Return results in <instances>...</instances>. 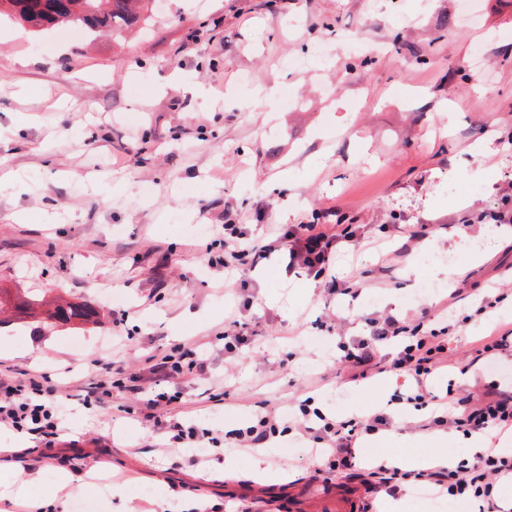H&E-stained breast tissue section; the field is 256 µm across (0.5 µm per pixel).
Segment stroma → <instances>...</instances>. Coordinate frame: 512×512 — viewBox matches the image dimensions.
<instances>
[{"mask_svg": "<svg viewBox=\"0 0 512 512\" xmlns=\"http://www.w3.org/2000/svg\"><path fill=\"white\" fill-rule=\"evenodd\" d=\"M153 11L124 38L0 22V157L27 187L0 183V288L98 312L89 325L0 323V346L16 349L0 353L10 378L41 372L68 396L58 444L33 438L13 461L27 498L1 501L0 512L51 498L80 512L64 475L122 483L127 503L102 498V512H155L161 496L197 497L213 512L257 500L265 512H336L353 485L385 512L368 462L439 456L458 433L436 443L434 431L416 429L419 412H401L395 429L360 442L358 468L329 484L311 482L315 461L283 423L266 448L278 479L256 476L250 451L227 446L184 467L138 415L84 406L86 364L100 356L142 375L149 357L199 347L209 380L183 377L176 390L185 415L216 431L246 425L259 405L284 413L309 395L343 418L385 404L403 378L349 379L340 336L362 335V317L378 311L416 319L444 308L449 322L465 320L477 289L512 281V230L457 233L479 212L512 209V0H476L471 19L464 0H155ZM445 18L455 25L444 35ZM352 30L365 48L344 41ZM20 112L31 115L21 128ZM20 211L54 220L14 223ZM315 220L357 224L376 240L338 253L340 274L373 270L407 225L431 233L392 273L362 280L352 302H327L320 287L304 294L309 277L285 274L274 258L243 277L208 262L223 251L207 225H247L262 245L269 225ZM437 263L464 266L469 293L450 298L428 276ZM236 302L258 338L228 353L224 310ZM332 313L346 319L344 333L318 325ZM511 331L512 294L466 322L431 391L512 383V356L489 365L471 351ZM230 453L232 473L221 467Z\"/></svg>", "mask_w": 512, "mask_h": 512, "instance_id": "stroma-1", "label": "stroma"}]
</instances>
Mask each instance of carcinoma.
<instances>
[{
  "mask_svg": "<svg viewBox=\"0 0 512 512\" xmlns=\"http://www.w3.org/2000/svg\"><path fill=\"white\" fill-rule=\"evenodd\" d=\"M6 16L34 31L71 24L91 31L121 32L152 18V0H0V17ZM41 322L50 325L79 321L88 323L95 312L79 304L43 303ZM34 303L0 289V315L8 312L16 319L32 314Z\"/></svg>",
  "mask_w": 512,
  "mask_h": 512,
  "instance_id": "1",
  "label": "carcinoma"
}]
</instances>
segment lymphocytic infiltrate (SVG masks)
<instances>
[{"mask_svg": "<svg viewBox=\"0 0 512 512\" xmlns=\"http://www.w3.org/2000/svg\"><path fill=\"white\" fill-rule=\"evenodd\" d=\"M223 230L225 270H251L276 254L285 262L287 271L301 270L324 283L328 296L338 299L358 294L357 289L330 272L338 250L363 247L364 238L356 227L348 225L327 232L315 224H283L274 240L260 247L251 244L246 228L227 224ZM365 325L367 335L346 345L344 360L352 379L391 372L407 376L410 384L391 395L388 407L348 419L327 416L308 401H300L292 428L301 439L318 445L320 455L329 464L328 469H315L313 480L326 484L353 470L355 448L363 436L388 430L395 411L404 408L423 412L421 427L425 430L444 428L466 435L488 430L512 434V388L478 384L463 396L452 389L442 396L430 391L432 377L448 357L447 328L427 329L420 323L412 326L384 312L366 318ZM386 344L394 345V354H382L381 348ZM86 372L89 382L82 393L85 405L98 406L112 396L122 399L129 393L139 395L137 412L168 433L171 447L188 449L187 461L193 466L203 460L197 451L200 442L216 448L228 439L233 447L254 449L263 447L277 431L280 416L274 411L258 413L249 425L226 434L204 428L199 421L172 415V398L167 392L145 391L139 375H126L116 362L95 358L88 362ZM148 372L155 379L172 383L185 373L206 376L208 361L199 350L178 346L153 359ZM45 379L42 373L30 374L19 383L0 376V427L36 433L45 447L51 448L59 437L63 397L56 390L44 388ZM371 472L380 477L390 493L409 479L433 485L441 494L469 497L477 503L478 512H501L497 485L512 480V455H503L491 445L461 459L455 468L435 465L410 474L379 457L372 461Z\"/></svg>", "mask_w": 512, "mask_h": 512, "instance_id": "f902f5d3", "label": "lymphocytic infiltrate"}]
</instances>
